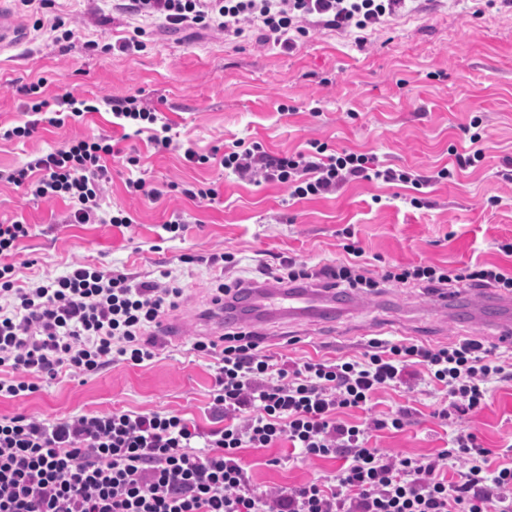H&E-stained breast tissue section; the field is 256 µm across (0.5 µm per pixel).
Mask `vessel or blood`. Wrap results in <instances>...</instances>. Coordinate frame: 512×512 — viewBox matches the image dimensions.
I'll return each mask as SVG.
<instances>
[{
    "instance_id": "obj_1",
    "label": "vessel or blood",
    "mask_w": 512,
    "mask_h": 512,
    "mask_svg": "<svg viewBox=\"0 0 512 512\" xmlns=\"http://www.w3.org/2000/svg\"><path fill=\"white\" fill-rule=\"evenodd\" d=\"M248 310L252 317L270 319L288 317L298 319H332L354 310L353 296H331L310 288H293L267 285L247 291ZM441 304L451 312L462 313L472 324L484 325L486 309L499 310L494 326L499 332V342L512 347V295L484 293L470 296L451 293L442 298Z\"/></svg>"
}]
</instances>
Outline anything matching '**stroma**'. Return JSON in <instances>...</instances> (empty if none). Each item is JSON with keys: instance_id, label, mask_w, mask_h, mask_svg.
Masks as SVG:
<instances>
[{"instance_id": "35a3bbf8", "label": "stroma", "mask_w": 512, "mask_h": 512, "mask_svg": "<svg viewBox=\"0 0 512 512\" xmlns=\"http://www.w3.org/2000/svg\"><path fill=\"white\" fill-rule=\"evenodd\" d=\"M117 0H52L33 13L18 0H0L24 26L26 39L0 52V127L24 121L25 86L44 81L49 103L65 94L93 100L137 98L170 123L173 143L154 152L145 136L119 142L111 161L102 215L123 210L131 230L109 224H71L62 202L36 200L24 188L0 183V221L30 224L13 261L20 279L62 274L86 262L142 280H179L185 289L156 337L162 346L139 366L109 365L91 375L63 376L22 397H0V416L25 413L41 419L115 410L175 413L211 424L210 402L217 360L192 349L208 335L200 313L210 305L213 270L190 263L193 255L234 252L241 275L293 257L308 264L343 258L341 231L352 227L372 266L428 262L451 268L480 261L512 267V8L501 0H412L410 11L367 32V42L309 24L292 50L263 43L258 32L230 42L208 30L168 32L147 23L146 50L102 53L90 42L112 43L135 25ZM72 35L51 30L55 17ZM109 107L62 127L41 124L28 139L0 140V169L24 165L64 143L112 132ZM480 120L484 131L471 144L463 129ZM262 142L273 153L294 152L313 141L328 148L372 154L381 162L430 175L452 165L472 147L483 158L454 181L435 183L425 204L411 206L413 189L355 181L323 199L292 201L285 187L246 183L225 171L214 151L234 141ZM193 147L204 165L185 161ZM138 150L137 174L162 189L159 200L130 193L123 154ZM219 186L214 202L187 198L184 187ZM182 218L173 235L168 220ZM356 314L333 322L271 319L255 325L263 352L289 364L361 356L369 339L419 342L433 347L465 337L496 345L492 330H476L455 317L435 314L437 296L388 287L359 295ZM374 413L409 411L401 431L375 432L371 446L392 455L430 457L447 448L451 424L434 418L445 401L442 387L419 384L414 392L381 389ZM462 425L499 463L512 448V380L491 383L484 407ZM254 489L306 483L330 474L335 461L310 459L269 465V452L242 449Z\"/></svg>"}]
</instances>
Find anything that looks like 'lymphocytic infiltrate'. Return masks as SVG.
Wrapping results in <instances>:
<instances>
[{
    "instance_id": "obj_1",
    "label": "lymphocytic infiltrate",
    "mask_w": 512,
    "mask_h": 512,
    "mask_svg": "<svg viewBox=\"0 0 512 512\" xmlns=\"http://www.w3.org/2000/svg\"><path fill=\"white\" fill-rule=\"evenodd\" d=\"M408 0H126L131 16L169 31L212 29L236 40L259 30L289 50L309 20L355 33L405 12ZM109 137H88L0 171V181L37 199L68 201L71 224L101 223L102 189L111 175ZM220 163L240 179L285 186L290 198L309 200L365 180L421 189L451 180L453 170L421 176L379 163L376 156L331 151L319 142L273 155L261 142L234 143ZM30 233L25 222L0 224V396L19 397L63 373H95L123 361L153 360L149 339L184 294L176 282L161 285L129 274L77 263L66 273L19 281L11 258ZM345 257L316 268L287 259L265 273L277 284L320 286L366 294L386 286L446 296L461 286L512 295V269L495 263L466 268L418 263L371 271L356 241ZM194 351L217 354L211 410L215 425L202 429L175 414L116 410L43 420L24 413L0 417V512H512V462L490 468L489 449L457 429L448 449L433 457H399L371 447L372 432L403 429L401 408L361 424L345 412L367 409L375 392L411 385L417 367L446 390L447 420L479 409L487 386L512 380V363L492 347L463 338L437 347L373 338L361 358L309 360L275 367L261 354L256 334L225 328L220 340H196ZM287 443L302 459L329 458L332 474L270 492L251 489L240 457L244 448ZM461 461L458 478L449 460Z\"/></svg>"
}]
</instances>
